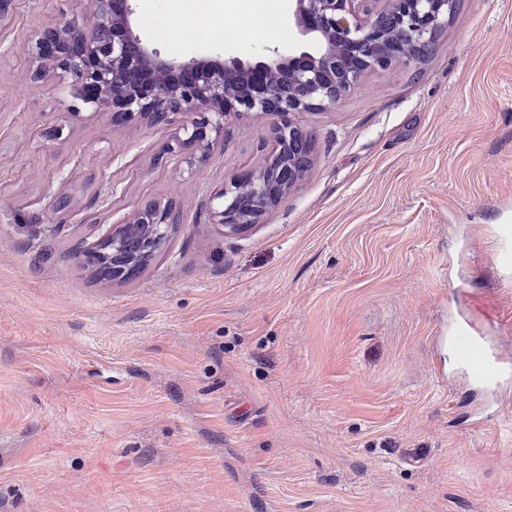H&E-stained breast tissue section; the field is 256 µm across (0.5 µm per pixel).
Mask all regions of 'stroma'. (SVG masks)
Segmentation results:
<instances>
[{
	"mask_svg": "<svg viewBox=\"0 0 512 512\" xmlns=\"http://www.w3.org/2000/svg\"><path fill=\"white\" fill-rule=\"evenodd\" d=\"M137 8L162 53L214 58L288 16L218 0L248 20L219 44L182 39L180 0ZM66 18L91 8L12 0L0 26V512H512V375L469 379L447 341L467 319L512 358V0H461L422 63L298 113L310 171L235 235L208 202L262 162L268 117L187 168L172 126L30 79ZM152 199L183 217L164 250L93 279L78 248Z\"/></svg>",
	"mask_w": 512,
	"mask_h": 512,
	"instance_id": "1",
	"label": "stroma"
}]
</instances>
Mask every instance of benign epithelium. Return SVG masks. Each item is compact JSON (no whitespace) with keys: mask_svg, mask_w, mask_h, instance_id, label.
<instances>
[{"mask_svg":"<svg viewBox=\"0 0 512 512\" xmlns=\"http://www.w3.org/2000/svg\"><path fill=\"white\" fill-rule=\"evenodd\" d=\"M291 2L303 48L286 55L265 46L251 62L165 55L143 37L135 0H92L90 28L64 20L31 37L32 76L68 74L74 95L110 113L115 125L178 123L166 152L190 166L207 160L211 134L223 132L230 118L274 117L273 143L261 166L229 175L209 201V223L235 235L285 203L300 181L296 173L308 169L305 134L292 116L339 103L366 71L417 61L411 48L429 45L452 9V0ZM180 220L171 204L150 200L83 254L109 242L112 278L119 279L126 266L161 252L167 225Z\"/></svg>","mask_w":512,"mask_h":512,"instance_id":"7a95c632","label":"benign epithelium"}]
</instances>
